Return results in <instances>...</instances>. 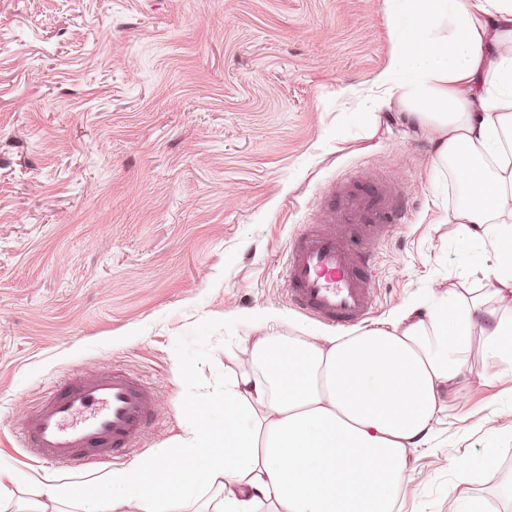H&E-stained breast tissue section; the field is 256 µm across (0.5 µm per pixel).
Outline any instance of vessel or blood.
Masks as SVG:
<instances>
[{"instance_id": "vessel-or-blood-1", "label": "vessel or blood", "mask_w": 512, "mask_h": 512, "mask_svg": "<svg viewBox=\"0 0 512 512\" xmlns=\"http://www.w3.org/2000/svg\"><path fill=\"white\" fill-rule=\"evenodd\" d=\"M319 223L288 245L282 278L288 302L339 327L366 319L374 306L369 278L391 227L408 221L399 193L371 178L331 185ZM155 405V390L123 369L105 366L85 376L70 372L44 389L19 429L34 458L86 467L131 452Z\"/></svg>"}]
</instances>
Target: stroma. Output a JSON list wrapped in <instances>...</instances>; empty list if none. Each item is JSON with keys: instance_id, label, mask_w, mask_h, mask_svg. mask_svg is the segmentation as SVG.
Returning a JSON list of instances; mask_svg holds the SVG:
<instances>
[{"instance_id": "35a3bbf8", "label": "stroma", "mask_w": 512, "mask_h": 512, "mask_svg": "<svg viewBox=\"0 0 512 512\" xmlns=\"http://www.w3.org/2000/svg\"><path fill=\"white\" fill-rule=\"evenodd\" d=\"M393 30L384 0H0V468H49L16 429L54 378L108 364L154 384L123 468L184 436L193 398L223 390L242 339L325 336L281 278L291 238L346 175H382L407 223L372 274L365 328L445 289L484 293L450 217L458 186L426 133L369 96ZM396 512H512V363L474 335ZM491 475L461 479L463 457Z\"/></svg>"}]
</instances>
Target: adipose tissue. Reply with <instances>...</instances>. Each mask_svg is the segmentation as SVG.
<instances>
[{"label": "adipose tissue", "instance_id": "obj_1", "mask_svg": "<svg viewBox=\"0 0 512 512\" xmlns=\"http://www.w3.org/2000/svg\"><path fill=\"white\" fill-rule=\"evenodd\" d=\"M395 39L375 105L393 109L453 169L452 216L486 297L444 291L391 328L313 339L247 338L249 370L193 407L176 460L162 456L78 484L51 473L18 506L20 476L0 472V512H169L213 490L205 512H393L409 450L425 445L474 334L512 361V0H385Z\"/></svg>", "mask_w": 512, "mask_h": 512}]
</instances>
